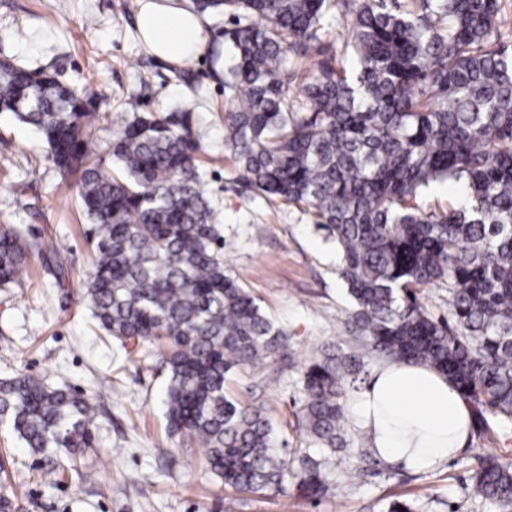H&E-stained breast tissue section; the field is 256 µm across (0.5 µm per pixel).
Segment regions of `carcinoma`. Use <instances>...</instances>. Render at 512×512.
<instances>
[{
	"instance_id": "obj_1",
	"label": "carcinoma",
	"mask_w": 512,
	"mask_h": 512,
	"mask_svg": "<svg viewBox=\"0 0 512 512\" xmlns=\"http://www.w3.org/2000/svg\"><path fill=\"white\" fill-rule=\"evenodd\" d=\"M224 14V145L238 181L305 207L340 253L353 310L348 348L327 344L300 378L297 428L277 434L265 401L228 389L232 374L286 352L294 336L262 312L224 265V235L197 165L193 109L123 112L110 162L96 156L92 96L57 74L0 62V110L39 130L50 159L77 176L94 232L83 288L106 336L164 350L166 428L203 449L226 489L265 495L288 480L307 498L332 485L324 457L353 447L356 471L381 461L351 437L348 403L374 361L429 366L460 391L477 436L512 431V17L502 0H193ZM340 53L324 42L335 13ZM462 188L446 208L418 200L434 183ZM42 243L0 225V288L17 282ZM448 288V317L420 289ZM0 427L50 482L95 444L92 401L39 379L0 380ZM0 448V512L15 493ZM470 494L512 512V457L475 456Z\"/></svg>"
}]
</instances>
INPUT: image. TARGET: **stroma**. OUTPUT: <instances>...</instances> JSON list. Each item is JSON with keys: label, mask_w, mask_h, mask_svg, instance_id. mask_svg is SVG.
I'll return each instance as SVG.
<instances>
[{"label": "stroma", "mask_w": 512, "mask_h": 512, "mask_svg": "<svg viewBox=\"0 0 512 512\" xmlns=\"http://www.w3.org/2000/svg\"><path fill=\"white\" fill-rule=\"evenodd\" d=\"M138 0H0V60L56 73L64 83L89 90L98 107L94 140L105 151L112 117L127 111L179 108L183 77L200 90L197 116L205 153L201 180L218 212L224 262L274 323L295 339L290 363L267 359L237 373L228 387L243 402L263 394L278 435L297 448L302 394L296 386L317 347L343 335L349 306L338 273L336 246L315 227L312 215L278 199L256 196L237 179L224 147V85L211 59L175 67L145 49L135 29ZM35 202L36 211L26 209ZM0 224L18 225L46 252L64 258L70 288H57L41 258L21 271L18 284L0 290V379L20 373L93 397L99 404L96 446L80 458L79 472L41 482L37 459L0 432L10 449L9 477L17 512H383L388 497L416 498L419 512H487L469 495L478 441L427 473L385 469L358 478L343 460H331L333 485L311 501L295 486L259 496L222 489L198 448H178L166 430L161 405L165 375L161 354L101 335L76 285L92 266L89 226L75 189L63 180L32 126L0 112ZM174 449L173 457L162 454Z\"/></svg>", "instance_id": "1"}]
</instances>
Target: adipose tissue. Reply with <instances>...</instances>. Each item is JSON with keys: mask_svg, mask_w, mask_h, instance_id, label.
Instances as JSON below:
<instances>
[{"mask_svg": "<svg viewBox=\"0 0 512 512\" xmlns=\"http://www.w3.org/2000/svg\"><path fill=\"white\" fill-rule=\"evenodd\" d=\"M152 53L180 65L204 48L205 20L184 0H141L135 19ZM351 414L385 465L429 471L460 453L470 410L446 377L428 367L387 361L376 365L355 394Z\"/></svg>", "mask_w": 512, "mask_h": 512, "instance_id": "1", "label": "adipose tissue"}]
</instances>
